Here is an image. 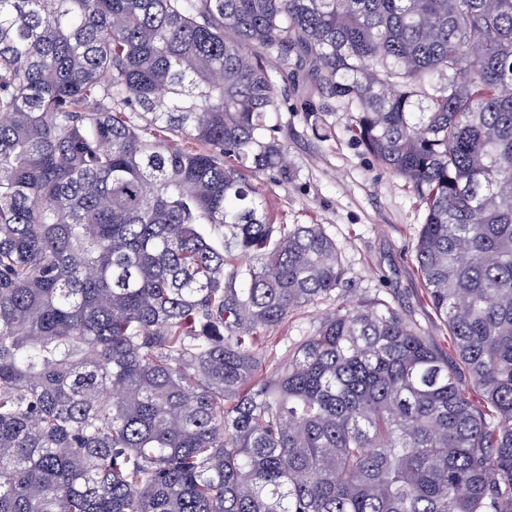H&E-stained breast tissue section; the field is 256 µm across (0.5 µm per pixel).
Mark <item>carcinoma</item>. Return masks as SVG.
I'll list each match as a JSON object with an SVG mask.
<instances>
[{"label": "carcinoma", "instance_id": "1", "mask_svg": "<svg viewBox=\"0 0 512 512\" xmlns=\"http://www.w3.org/2000/svg\"><path fill=\"white\" fill-rule=\"evenodd\" d=\"M269 54L416 193L453 356L348 300L260 374L344 274L245 176ZM0 512H512V0H0Z\"/></svg>", "mask_w": 512, "mask_h": 512}]
</instances>
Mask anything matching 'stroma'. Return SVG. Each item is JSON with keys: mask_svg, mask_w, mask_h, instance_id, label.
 <instances>
[{"mask_svg": "<svg viewBox=\"0 0 512 512\" xmlns=\"http://www.w3.org/2000/svg\"><path fill=\"white\" fill-rule=\"evenodd\" d=\"M265 64L282 100L269 121L291 169L286 179L274 171L253 178L271 222L287 227L322 225L341 250L345 279L358 299L391 302L419 335L450 352L448 329L428 300L417 270L414 244L423 209L412 188L353 141L348 128L356 114L342 103H331L323 116L326 137L315 136L290 81L278 76V59L268 57ZM341 298V292H333L267 332L261 342L266 367L286 359L303 337L336 311Z\"/></svg>", "mask_w": 512, "mask_h": 512, "instance_id": "obj_1", "label": "stroma"}]
</instances>
